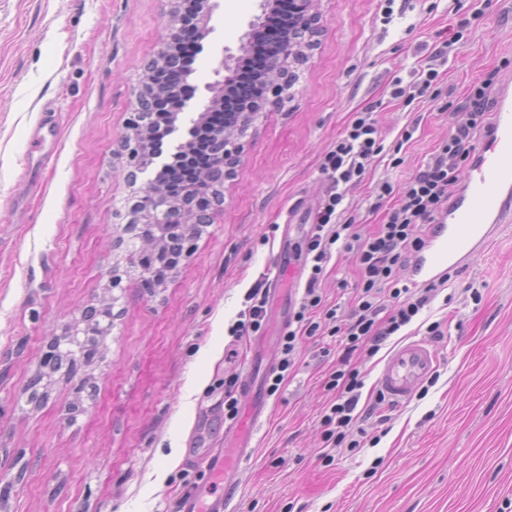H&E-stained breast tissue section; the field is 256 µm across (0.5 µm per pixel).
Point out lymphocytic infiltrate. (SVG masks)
Returning <instances> with one entry per match:
<instances>
[{"label":"lymphocytic infiltrate","instance_id":"lymphocytic-infiltrate-1","mask_svg":"<svg viewBox=\"0 0 512 512\" xmlns=\"http://www.w3.org/2000/svg\"><path fill=\"white\" fill-rule=\"evenodd\" d=\"M452 41H444L429 57L425 67L411 71L408 77L396 76L391 81L392 99L409 105L414 101L432 100L445 75L452 52ZM493 76L473 84L466 96L469 109L465 123L455 127L442 140L433 156L410 178L401 190L390 183L378 184L379 197L395 196L394 205L386 209L379 224L365 234L356 231L344 201L350 185L363 181L372 164L384 151L383 138L371 109L353 112L336 142L325 152L320 169L329 181V191L319 207L315 222L306 239L305 263L308 279L298 311L296 327L282 338L283 358L278 374L271 377L270 392H277L286 371L295 366V356L303 337L327 330L343 348L336 367L323 381L333 400L321 417L327 447L350 444L359 448L353 437V426L362 396L364 380L358 368L352 367L355 353L376 355L383 343L414 322L440 293L436 284L411 290L400 283L397 269L406 257L418 252L424 244L422 228L435 223L448 204L462 168L473 156L477 133L485 126L492 102ZM354 252L357 258L358 283L354 305L347 316L325 306L319 290L320 280L332 258L333 246ZM267 290L256 282L246 295L248 304L239 312L229 328L230 335L243 337L258 332L266 317Z\"/></svg>","mask_w":512,"mask_h":512}]
</instances>
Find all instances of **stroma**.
Returning <instances> with one entry per match:
<instances>
[{
    "instance_id": "stroma-1",
    "label": "stroma",
    "mask_w": 512,
    "mask_h": 512,
    "mask_svg": "<svg viewBox=\"0 0 512 512\" xmlns=\"http://www.w3.org/2000/svg\"><path fill=\"white\" fill-rule=\"evenodd\" d=\"M461 5L473 22L437 99L402 108L389 83L451 27L448 0H408L388 26L377 0H316L323 27L294 99L248 127L223 204L163 290L148 296L138 269L123 274L122 316L93 361L75 367L95 391L70 416L66 371L47 378L41 405L29 402L30 383L49 336L80 321L112 279V236L135 194L115 148L177 0H0V470L18 479L0 512H182L189 495L214 502L228 484L235 512H512V223L432 303L426 316L443 330L432 339L437 378L427 394L360 419L371 442L332 449L323 464L322 376L339 348L306 337L294 371L267 397L250 457L224 485L210 479L224 460V380L256 358L279 365L280 317L293 314L304 280L292 281L291 298H269L258 333L239 339L229 328L249 288L272 279L277 256L302 266L327 189L321 159L350 112L373 109L387 152L347 193L349 216L369 231L376 184L401 189L428 161L466 120L469 86L490 72L496 85L512 82V0ZM262 13L263 0H216L187 77L194 94L167 146L185 140ZM45 116L56 134L30 149ZM410 123L414 140L399 144ZM356 278L354 254L334 252L321 289L341 313Z\"/></svg>"
}]
</instances>
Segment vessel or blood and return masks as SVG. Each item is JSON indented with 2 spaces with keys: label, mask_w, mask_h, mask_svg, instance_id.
<instances>
[{
  "label": "vessel or blood",
  "mask_w": 512,
  "mask_h": 512,
  "mask_svg": "<svg viewBox=\"0 0 512 512\" xmlns=\"http://www.w3.org/2000/svg\"><path fill=\"white\" fill-rule=\"evenodd\" d=\"M512 222V84L502 87L490 129L478 145L463 177L459 193L434 224L416 256L410 285L417 288L445 277L450 268L465 265L484 251L496 228ZM438 355L423 338L399 343L384 360L377 387L393 404L406 402L436 372ZM253 377H245L242 391L253 402L244 408L229 432L242 437L243 448L262 422L266 404L255 396Z\"/></svg>",
  "instance_id": "vessel-or-blood-1"
}]
</instances>
